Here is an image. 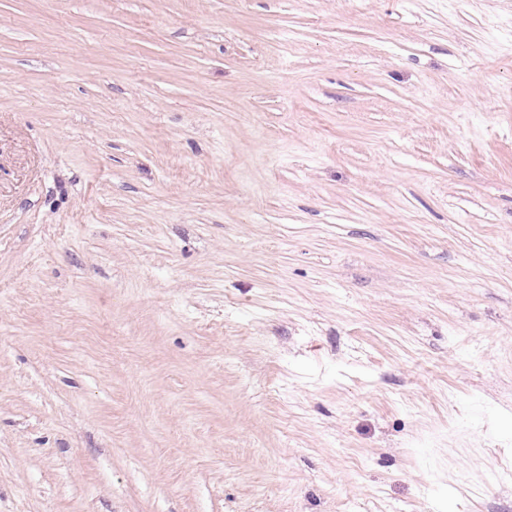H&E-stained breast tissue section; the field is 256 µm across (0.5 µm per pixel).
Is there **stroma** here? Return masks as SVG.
I'll return each instance as SVG.
<instances>
[{"label": "stroma", "mask_w": 512, "mask_h": 512, "mask_svg": "<svg viewBox=\"0 0 512 512\" xmlns=\"http://www.w3.org/2000/svg\"><path fill=\"white\" fill-rule=\"evenodd\" d=\"M0 512H512V0H0Z\"/></svg>", "instance_id": "stroma-1"}]
</instances>
